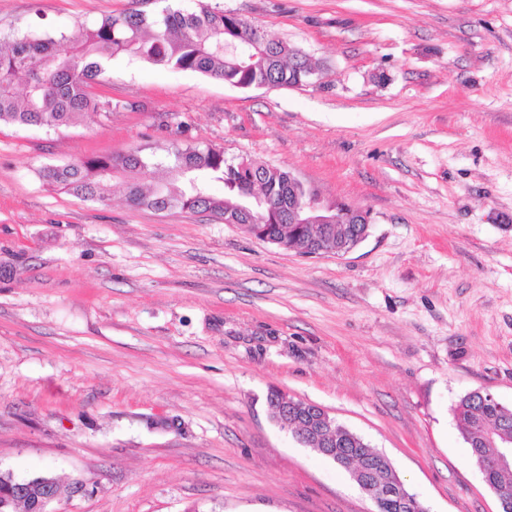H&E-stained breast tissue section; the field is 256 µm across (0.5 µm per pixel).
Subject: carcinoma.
<instances>
[{"mask_svg": "<svg viewBox=\"0 0 512 512\" xmlns=\"http://www.w3.org/2000/svg\"><path fill=\"white\" fill-rule=\"evenodd\" d=\"M136 57L178 71H192L234 87L258 83L290 87L309 83L317 63L298 47L276 40L259 26L204 0L194 11L169 7L156 14L135 10L103 18L73 36L23 34L0 37V123L60 130L98 111L92 92L104 81L112 60ZM168 169L174 182L151 185L158 163L133 150L46 165L42 180L85 200L105 205L112 182L119 180L126 201L157 211L180 209L210 213L247 225L263 242L301 255L336 246L349 249L362 241L363 224H290L285 207L293 188L289 171L252 160H229L224 149L172 145ZM222 185V192L213 190ZM253 201V213L244 212ZM471 458L482 465L492 449L483 442L485 428L498 424L512 438V419L502 420L497 404L470 392L452 408ZM371 452L364 439L350 433L336 448V464ZM488 481L512 489V468L490 470Z\"/></svg>", "mask_w": 512, "mask_h": 512, "instance_id": "carcinoma-1", "label": "carcinoma"}]
</instances>
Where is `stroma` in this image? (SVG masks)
<instances>
[{
  "label": "stroma",
  "instance_id": "obj_1",
  "mask_svg": "<svg viewBox=\"0 0 512 512\" xmlns=\"http://www.w3.org/2000/svg\"><path fill=\"white\" fill-rule=\"evenodd\" d=\"M216 2L319 74L240 89L124 56L97 115L0 125V473L54 476V512H375L271 420L277 389L385 453L428 512H500L452 407L512 406V0ZM197 4L0 0V36ZM175 143L288 169L369 210V234L304 257L39 176Z\"/></svg>",
  "mask_w": 512,
  "mask_h": 512
}]
</instances>
